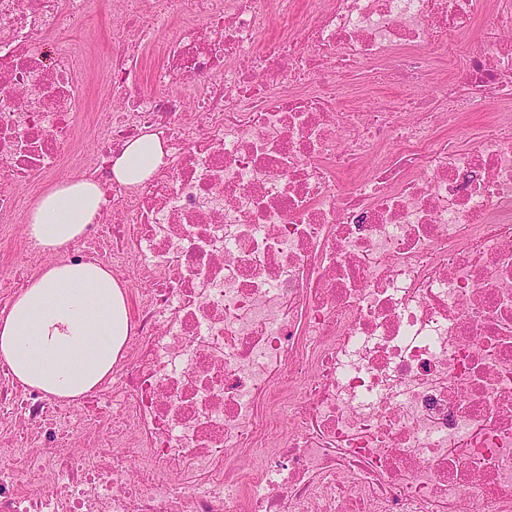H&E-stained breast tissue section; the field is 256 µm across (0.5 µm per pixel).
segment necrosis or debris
Segmentation results:
<instances>
[{"label": "necrosis or debris", "instance_id": "obj_1", "mask_svg": "<svg viewBox=\"0 0 512 512\" xmlns=\"http://www.w3.org/2000/svg\"><path fill=\"white\" fill-rule=\"evenodd\" d=\"M120 2L87 147L88 0H0V249L135 291L86 401L0 361V458L37 479L1 469L0 512H512V113L463 126L512 104V0ZM358 74L397 104L351 106ZM65 170L105 219L51 250L17 221ZM162 149L154 136H143L128 142L113 159L112 174L124 184H137L149 178L159 165Z\"/></svg>", "mask_w": 512, "mask_h": 512}]
</instances>
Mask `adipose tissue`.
<instances>
[{
	"instance_id": "1",
	"label": "adipose tissue",
	"mask_w": 512,
	"mask_h": 512,
	"mask_svg": "<svg viewBox=\"0 0 512 512\" xmlns=\"http://www.w3.org/2000/svg\"><path fill=\"white\" fill-rule=\"evenodd\" d=\"M161 157L155 137L132 140L114 158L112 174L124 184L140 183ZM102 202L95 182L60 185L28 213L27 231L45 247L63 246L102 219ZM129 331L124 293L108 268L53 264L13 298L0 318V359L23 384L76 400L109 377Z\"/></svg>"
}]
</instances>
